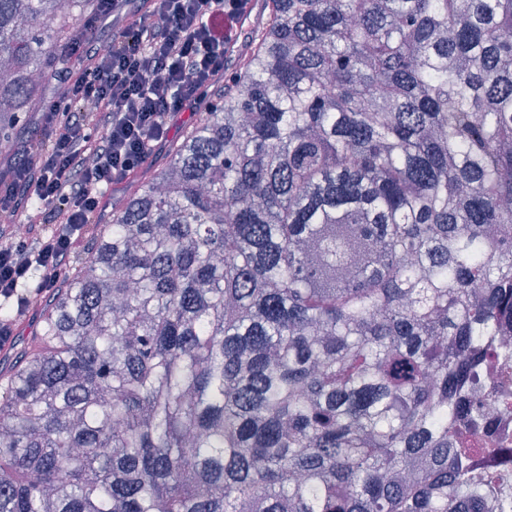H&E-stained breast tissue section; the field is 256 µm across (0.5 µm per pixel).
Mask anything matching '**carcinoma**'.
<instances>
[{
	"label": "carcinoma",
	"instance_id": "1",
	"mask_svg": "<svg viewBox=\"0 0 512 512\" xmlns=\"http://www.w3.org/2000/svg\"><path fill=\"white\" fill-rule=\"evenodd\" d=\"M71 3L0 0L6 159ZM248 40L41 298L0 512H512L468 464L512 315V0H264Z\"/></svg>",
	"mask_w": 512,
	"mask_h": 512
}]
</instances>
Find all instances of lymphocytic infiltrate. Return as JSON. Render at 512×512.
<instances>
[{
	"label": "lymphocytic infiltrate",
	"mask_w": 512,
	"mask_h": 512,
	"mask_svg": "<svg viewBox=\"0 0 512 512\" xmlns=\"http://www.w3.org/2000/svg\"><path fill=\"white\" fill-rule=\"evenodd\" d=\"M139 0H97L70 54L79 76L62 74L64 98L42 113L43 145L35 155L19 152L0 179V351L10 349L18 318L56 287L66 261L88 232L105 186L123 181L152 149L167 140L170 121L196 108L201 94L228 70L226 39L216 18L238 21L251 0H149L139 22L113 36L107 50L94 44L100 25L139 10ZM37 196L40 211L25 198ZM27 227L16 236L14 223Z\"/></svg>",
	"instance_id": "lymphocytic-infiltrate-1"
}]
</instances>
